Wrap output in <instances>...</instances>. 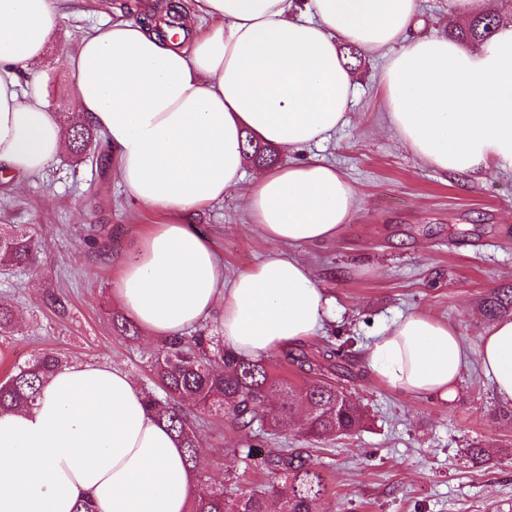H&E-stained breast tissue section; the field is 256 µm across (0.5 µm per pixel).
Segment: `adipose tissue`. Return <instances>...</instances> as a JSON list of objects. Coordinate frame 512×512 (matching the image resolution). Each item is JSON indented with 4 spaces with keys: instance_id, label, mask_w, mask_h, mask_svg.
<instances>
[{
    "instance_id": "obj_1",
    "label": "adipose tissue",
    "mask_w": 512,
    "mask_h": 512,
    "mask_svg": "<svg viewBox=\"0 0 512 512\" xmlns=\"http://www.w3.org/2000/svg\"><path fill=\"white\" fill-rule=\"evenodd\" d=\"M417 0H194L172 41L154 23L95 28L66 66L77 112L108 141L121 184L160 217L112 283L151 340L214 319L250 359L313 338L333 302L307 266L278 252L225 281L223 263L189 216L245 190L264 239L291 246L336 237L359 200L332 166L299 160L344 125L356 75L341 48L391 49L380 77L384 122L426 166L459 176L512 169V25L464 47L445 34L410 38ZM57 0H0V179L42 172L66 149L42 84ZM291 161L246 176L245 135ZM469 349L448 323L418 312L374 336L366 362L410 397H452ZM480 370L512 406V316L481 336ZM193 473L131 374L73 361L34 405L0 414V512H188Z\"/></svg>"
}]
</instances>
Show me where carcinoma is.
Listing matches in <instances>:
<instances>
[{
  "instance_id": "obj_1",
  "label": "carcinoma",
  "mask_w": 512,
  "mask_h": 512,
  "mask_svg": "<svg viewBox=\"0 0 512 512\" xmlns=\"http://www.w3.org/2000/svg\"><path fill=\"white\" fill-rule=\"evenodd\" d=\"M500 24L491 12L477 14L453 36L461 42L485 41ZM60 126L70 150L81 159L98 130L79 112L59 113ZM245 155L258 166L273 163L276 151L269 144L245 137ZM37 244L27 224L0 225V265L25 267L34 262ZM484 314L512 315V289L501 288L484 298ZM285 364L305 380L294 383L271 370L263 361L236 355L224 348L220 336H180L164 342L155 353L152 371L161 392L145 389L149 407L165 418L175 433L188 461L196 463L202 437L184 405L190 403L202 413L222 415L246 438L237 448L244 463L274 475L277 483L262 485L248 494L230 497L226 486L214 487L197 478L190 512H269L268 500L280 502L279 512H320L319 505L329 491L326 476L302 448H282L262 454L261 435L288 425L298 409L305 411L302 434L312 442L346 435L365 424L366 416L351 397L338 386L348 368L341 365V350L327 344L313 353L297 347L282 354ZM64 365L56 353L42 352L0 382V411L33 404L43 381Z\"/></svg>"
}]
</instances>
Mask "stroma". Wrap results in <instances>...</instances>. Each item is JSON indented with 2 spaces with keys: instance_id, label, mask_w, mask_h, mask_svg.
I'll use <instances>...</instances> for the list:
<instances>
[{
  "instance_id": "35a3bbf8",
  "label": "stroma",
  "mask_w": 512,
  "mask_h": 512,
  "mask_svg": "<svg viewBox=\"0 0 512 512\" xmlns=\"http://www.w3.org/2000/svg\"><path fill=\"white\" fill-rule=\"evenodd\" d=\"M61 8L64 18L49 36L42 66L59 112L70 98L66 58L103 20L100 0H63ZM386 59L361 55L348 123L303 153L352 183L358 209L336 239L293 249L336 300L335 318L308 347H339L355 337L343 383L367 420L350 434L311 445L297 428L283 429L266 446L310 449L330 486L321 512H512V420L501 417L477 359H469L447 400L397 394L366 363L377 330L416 312L448 322L477 350L491 324L481 299L512 286V170L463 178L423 165L382 119L379 76ZM98 154L91 148L78 162L66 153L21 182L0 180V224L30 225L41 244L33 266L0 267V300L21 318L12 335L0 337V380L52 351L69 361L115 363L139 386L154 384L158 345L115 328L123 311L112 298V281L132 259V242L157 217L133 203L115 167L100 166ZM192 221L222 257L228 281L283 249L249 224L234 192ZM52 294L65 302L64 313L48 305ZM188 414L201 432L210 481L234 478L243 493L270 483V475L244 468L236 453L243 438L228 418L193 408ZM476 441L490 444L489 461L468 457Z\"/></svg>"
}]
</instances>
